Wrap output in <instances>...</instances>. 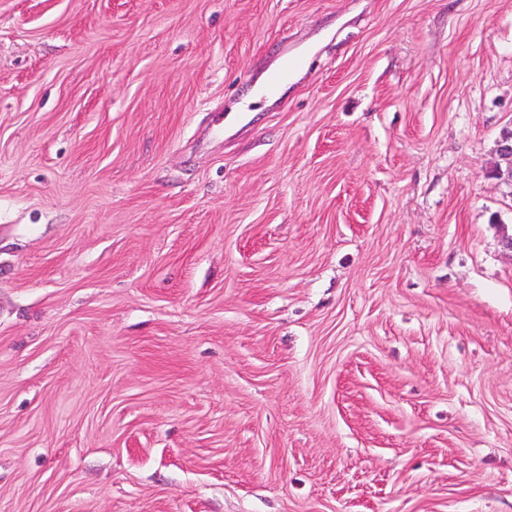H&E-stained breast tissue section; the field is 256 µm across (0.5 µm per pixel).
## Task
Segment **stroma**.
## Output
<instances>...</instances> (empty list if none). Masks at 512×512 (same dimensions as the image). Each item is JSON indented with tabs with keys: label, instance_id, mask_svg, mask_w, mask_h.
<instances>
[{
	"label": "stroma",
	"instance_id": "35a3bbf8",
	"mask_svg": "<svg viewBox=\"0 0 512 512\" xmlns=\"http://www.w3.org/2000/svg\"><path fill=\"white\" fill-rule=\"evenodd\" d=\"M510 129L512 0H0V512H512ZM498 152L503 160L505 167L498 166L494 170L495 178L502 184L512 188V130L502 135L498 142Z\"/></svg>",
	"mask_w": 512,
	"mask_h": 512
}]
</instances>
